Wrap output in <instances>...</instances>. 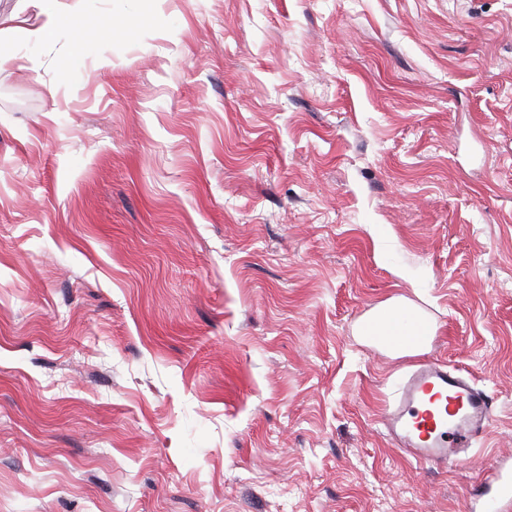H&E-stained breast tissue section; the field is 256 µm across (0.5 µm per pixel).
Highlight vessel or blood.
Here are the masks:
<instances>
[{"instance_id":"obj_1","label":"vessel or blood","mask_w":512,"mask_h":512,"mask_svg":"<svg viewBox=\"0 0 512 512\" xmlns=\"http://www.w3.org/2000/svg\"><path fill=\"white\" fill-rule=\"evenodd\" d=\"M493 397L462 369L432 360L420 361L400 384L398 397L381 419L400 449L421 464L444 463L453 449L470 447L487 430ZM487 512L512 502V476L497 475Z\"/></svg>"}]
</instances>
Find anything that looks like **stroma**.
I'll list each match as a JSON object with an SVG mask.
<instances>
[{
	"instance_id": "1",
	"label": "stroma",
	"mask_w": 512,
	"mask_h": 512,
	"mask_svg": "<svg viewBox=\"0 0 512 512\" xmlns=\"http://www.w3.org/2000/svg\"><path fill=\"white\" fill-rule=\"evenodd\" d=\"M16 3L0 512H466L512 472V0H82L46 46ZM392 299L420 356L356 334ZM421 357L495 399L465 461L381 423Z\"/></svg>"
}]
</instances>
